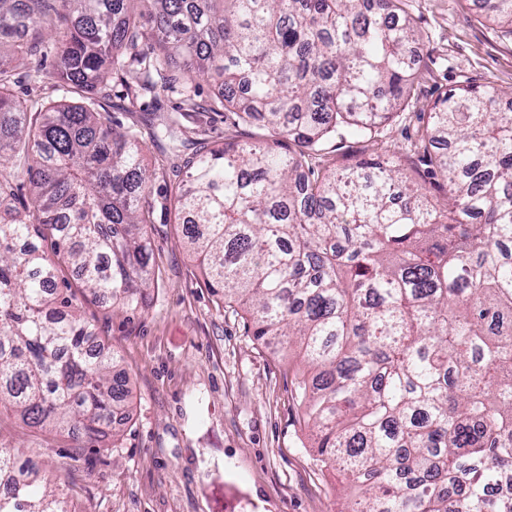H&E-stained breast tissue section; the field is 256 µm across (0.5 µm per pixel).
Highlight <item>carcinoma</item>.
<instances>
[{
	"label": "carcinoma",
	"mask_w": 512,
	"mask_h": 512,
	"mask_svg": "<svg viewBox=\"0 0 512 512\" xmlns=\"http://www.w3.org/2000/svg\"><path fill=\"white\" fill-rule=\"evenodd\" d=\"M474 2L512 37V0ZM45 30L59 90L85 102L15 96ZM1 53L0 409L90 441L124 409L118 356L87 352L95 326L58 284L67 271L133 311L152 285L153 173L98 95L116 74L132 102H191L207 78L209 111L272 140L199 142L165 202L253 336L298 346L305 422L345 512H512L493 494L512 471V96L465 84L434 102L419 148L448 185L440 206L395 151L322 175L306 159L377 134L410 95L406 0H0ZM39 478L32 450L1 445L0 512H71Z\"/></svg>",
	"instance_id": "cac0c4a2"
}]
</instances>
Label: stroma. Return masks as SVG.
Masks as SVG:
<instances>
[{
    "label": "stroma",
    "instance_id": "35a3bbf8",
    "mask_svg": "<svg viewBox=\"0 0 512 512\" xmlns=\"http://www.w3.org/2000/svg\"><path fill=\"white\" fill-rule=\"evenodd\" d=\"M430 49L410 97L374 139L351 140L311 156L316 172L339 170L388 150L401 153L404 175L445 197L427 156L415 148L440 95L460 84L512 91V38L496 32L473 0H408ZM211 82L200 81L183 138L160 134L184 104L175 92L125 98L109 83L102 104L115 125L140 130L143 163L154 170L155 197L195 150L194 140H265L267 129L211 112ZM155 283L142 311H112L79 299L97 327L93 343L117 352L128 381L125 415L86 443L24 425L0 413V443L31 448L44 485L74 512H343V486L312 446L296 399L297 359L257 341L241 311L209 288L183 245L172 210L157 208L148 228Z\"/></svg>",
    "mask_w": 512,
    "mask_h": 512
}]
</instances>
